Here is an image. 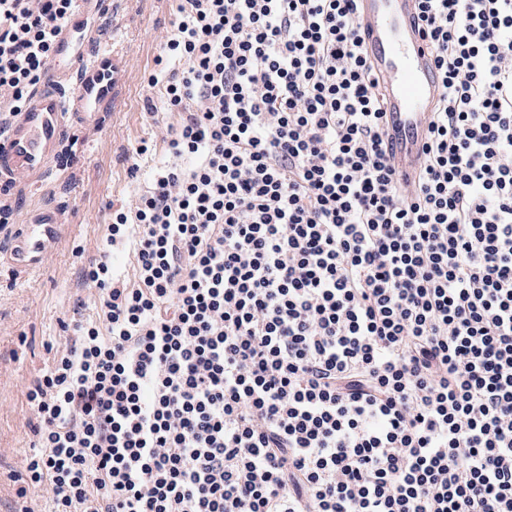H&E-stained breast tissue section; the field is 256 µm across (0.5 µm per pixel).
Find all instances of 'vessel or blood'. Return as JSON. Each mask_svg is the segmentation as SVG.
Returning a JSON list of instances; mask_svg holds the SVG:
<instances>
[{
    "label": "vessel or blood",
    "mask_w": 512,
    "mask_h": 512,
    "mask_svg": "<svg viewBox=\"0 0 512 512\" xmlns=\"http://www.w3.org/2000/svg\"><path fill=\"white\" fill-rule=\"evenodd\" d=\"M362 46L387 102V139L398 176L411 182L424 160L430 115L442 88L434 54L418 25V0H359ZM111 17L112 35L88 25ZM131 60L125 20L111 0H74L68 24L56 37L55 59L0 141V183L11 199L44 194L50 165L70 129H105L128 93ZM69 224L52 206L25 215L0 270L25 280L53 266Z\"/></svg>",
    "instance_id": "obj_1"
}]
</instances>
